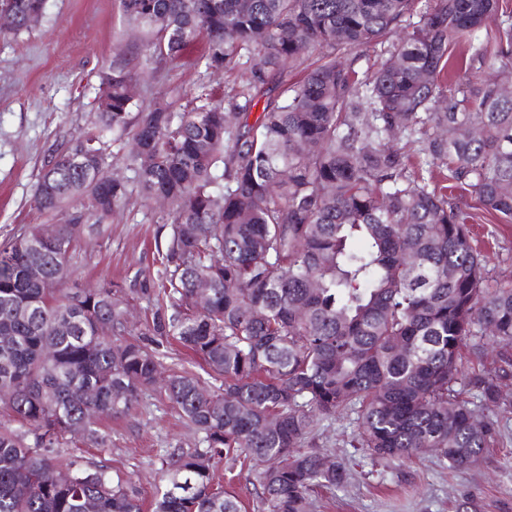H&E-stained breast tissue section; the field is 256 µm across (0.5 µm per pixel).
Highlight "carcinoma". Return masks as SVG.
Segmentation results:
<instances>
[{"instance_id":"carcinoma-1","label":"carcinoma","mask_w":512,"mask_h":512,"mask_svg":"<svg viewBox=\"0 0 512 512\" xmlns=\"http://www.w3.org/2000/svg\"><path fill=\"white\" fill-rule=\"evenodd\" d=\"M9 2L13 31L29 28L41 0ZM240 2L122 0L147 34L146 62L202 38L205 70L235 69L246 49L252 78L232 89L229 112L190 101L134 114L131 75L112 68L95 130L67 140L35 186L42 212L80 200L72 223L36 225L0 248V512H143L107 466L42 449L75 427L104 445L100 418L156 388L205 448L168 457L152 512H240L215 483L217 459L251 467L262 512H311L313 495L349 480L346 463L310 441L317 418L341 412L353 416L349 445L374 463L433 454L463 470L503 436L489 419L512 406L501 376L463 374L460 350L470 340L477 356L486 337L512 348V272L489 276L471 243L474 214L448 191L467 187L512 221V97L494 78L512 68V10L432 0L407 26L415 0ZM376 46L363 79L349 55ZM312 50L322 62L249 124L265 72L283 75ZM127 131L140 193L168 205L161 275L142 289L173 313L145 328L176 337L203 376L163 375L128 327L123 285L64 287L80 236L101 232L131 194L124 180L105 182L106 150L118 157ZM409 148L445 185L409 168ZM211 378L222 379L216 391Z\"/></svg>"}]
</instances>
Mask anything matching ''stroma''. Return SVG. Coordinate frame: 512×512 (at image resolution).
Listing matches in <instances>:
<instances>
[{
    "label": "stroma",
    "mask_w": 512,
    "mask_h": 512,
    "mask_svg": "<svg viewBox=\"0 0 512 512\" xmlns=\"http://www.w3.org/2000/svg\"><path fill=\"white\" fill-rule=\"evenodd\" d=\"M145 37L125 20L121 0H45L38 24L0 34V241L37 224H61L68 210L49 216L33 202L35 185L47 156L97 120V98L114 60H123L133 76L137 109H178L199 94L228 93L250 76L246 67L210 74L197 65L199 47L174 60L144 61ZM450 203L477 213L474 242L486 258L490 276L512 270V223L480 211L475 195L455 190ZM166 209L132 192L127 205L105 224L102 235L84 238L73 258L72 284L84 287L115 280L139 289L161 269ZM153 298L141 297L130 321L143 343L168 372H199L200 366L169 336L142 325L155 312ZM508 435L485 449L479 464L452 471L425 455L396 465L373 463L345 440L353 434L346 415L320 419L312 444L330 458L347 463L348 484L316 496L312 512H512V406L495 414ZM108 441L99 448L60 446L88 464L106 465L144 502L162 484L169 453L201 447L202 436L181 419L159 392L143 394L130 411L103 419ZM215 479L239 500L242 512H260V489L245 469L227 471L216 461Z\"/></svg>",
    "instance_id": "1"
}]
</instances>
